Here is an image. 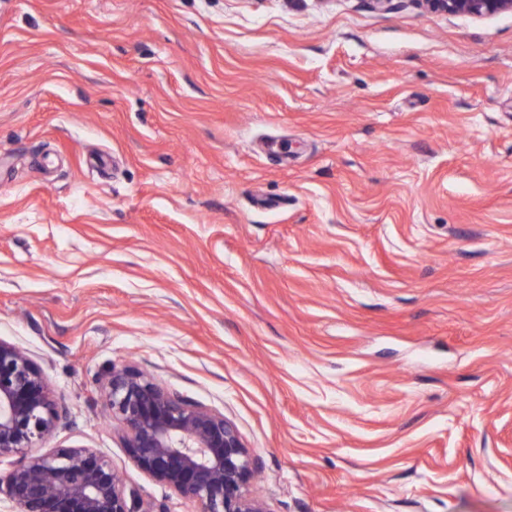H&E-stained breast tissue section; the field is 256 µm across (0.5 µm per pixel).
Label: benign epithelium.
I'll use <instances>...</instances> for the list:
<instances>
[{"instance_id":"obj_1","label":"benign epithelium","mask_w":512,"mask_h":512,"mask_svg":"<svg viewBox=\"0 0 512 512\" xmlns=\"http://www.w3.org/2000/svg\"><path fill=\"white\" fill-rule=\"evenodd\" d=\"M438 12L485 17L512 12V0H417ZM102 392L138 466L200 512H267L249 490L255 466L236 426L150 375L110 366ZM64 411L27 353L0 340V457L20 456L0 477V494L19 512H148L106 456L90 448L34 454Z\"/></svg>"}]
</instances>
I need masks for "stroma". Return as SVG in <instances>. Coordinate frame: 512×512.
Segmentation results:
<instances>
[{
    "instance_id": "obj_1",
    "label": "stroma",
    "mask_w": 512,
    "mask_h": 512,
    "mask_svg": "<svg viewBox=\"0 0 512 512\" xmlns=\"http://www.w3.org/2000/svg\"><path fill=\"white\" fill-rule=\"evenodd\" d=\"M0 340L148 512L112 364L268 512H512V13L0 0Z\"/></svg>"
}]
</instances>
